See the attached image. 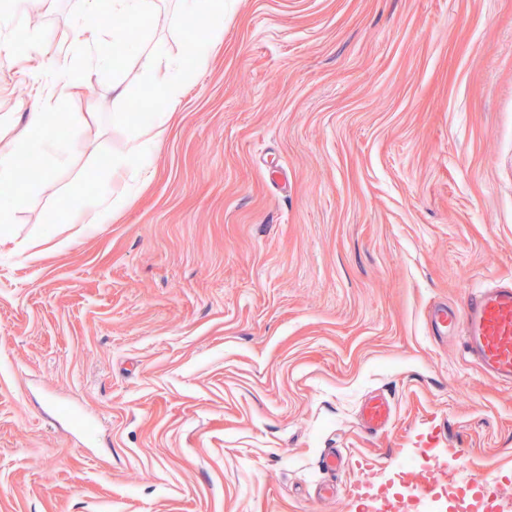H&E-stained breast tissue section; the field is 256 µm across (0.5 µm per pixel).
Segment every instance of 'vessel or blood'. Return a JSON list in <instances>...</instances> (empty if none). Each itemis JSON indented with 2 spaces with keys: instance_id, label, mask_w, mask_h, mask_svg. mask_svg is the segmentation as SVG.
<instances>
[{
  "instance_id": "b4317fda",
  "label": "vessel or blood",
  "mask_w": 512,
  "mask_h": 512,
  "mask_svg": "<svg viewBox=\"0 0 512 512\" xmlns=\"http://www.w3.org/2000/svg\"><path fill=\"white\" fill-rule=\"evenodd\" d=\"M426 323L433 336H461L466 353L486 376L512 386V283L472 290L459 311L444 303L434 304L427 312ZM391 417L392 407L384 396H370L362 406V418L369 430L386 428ZM415 484L413 500L390 502L382 493V483H366L373 512H417L420 502L440 488L466 485L493 501L502 500L506 490L505 484L491 477L464 476L456 457L437 454L431 457L427 470L416 475Z\"/></svg>"
}]
</instances>
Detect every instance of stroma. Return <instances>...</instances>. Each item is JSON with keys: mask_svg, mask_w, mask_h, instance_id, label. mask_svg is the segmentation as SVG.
Wrapping results in <instances>:
<instances>
[{"mask_svg": "<svg viewBox=\"0 0 512 512\" xmlns=\"http://www.w3.org/2000/svg\"><path fill=\"white\" fill-rule=\"evenodd\" d=\"M81 10L0 15V134L42 96L69 146L60 165L31 135L0 234V512H363L348 487L403 448L512 477V387L425 325L512 280V0H224L174 103L139 55L183 58L172 0H102L87 44ZM150 94L173 118L149 184L68 223ZM155 0H113L112 12L136 17L155 9ZM128 202L129 198L124 189L118 191L115 197L111 198L105 205L98 204V202L93 200L78 198L77 206L68 216V223L83 222L87 216H92V222L103 224L106 217L110 216L111 213L121 210ZM391 417L392 407L385 396H370L362 406V418L368 430H383L389 424Z\"/></svg>", "mask_w": 512, "mask_h": 512, "instance_id": "1", "label": "stroma"}]
</instances>
